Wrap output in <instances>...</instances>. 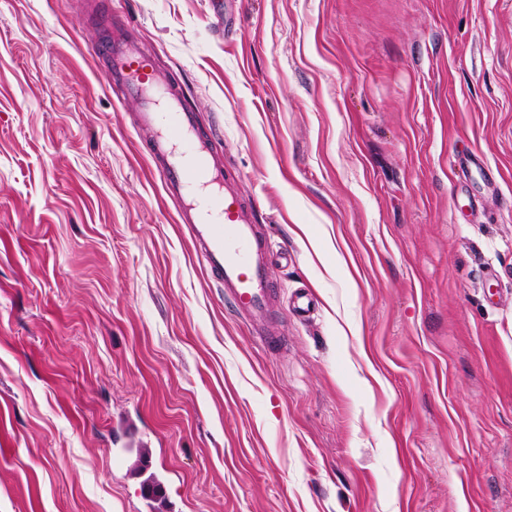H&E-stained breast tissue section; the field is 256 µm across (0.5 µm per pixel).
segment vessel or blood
I'll use <instances>...</instances> for the list:
<instances>
[{
  "instance_id": "vessel-or-blood-1",
  "label": "vessel or blood",
  "mask_w": 512,
  "mask_h": 512,
  "mask_svg": "<svg viewBox=\"0 0 512 512\" xmlns=\"http://www.w3.org/2000/svg\"><path fill=\"white\" fill-rule=\"evenodd\" d=\"M108 63L125 95L139 99L138 125L148 131V157L177 203V223L186 226L193 250L210 276L224 287L240 316L267 349L282 343L272 318L275 293L267 279L272 245L253 212L224 182L213 162L210 138L198 135L194 112L175 95L153 59L134 46L109 41L95 52Z\"/></svg>"
}]
</instances>
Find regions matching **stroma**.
<instances>
[{
	"mask_svg": "<svg viewBox=\"0 0 512 512\" xmlns=\"http://www.w3.org/2000/svg\"><path fill=\"white\" fill-rule=\"evenodd\" d=\"M115 23L269 236L280 350ZM0 512H512V0H0ZM94 55L108 63L126 96L140 100L138 126L149 132V160L164 192L177 202L175 222L185 224L196 256L264 346L278 349L282 339L272 323L276 295L266 273L271 242L257 230L252 210L224 183L211 139L196 133L195 112L166 91L153 59L134 46L109 41Z\"/></svg>",
	"mask_w": 512,
	"mask_h": 512,
	"instance_id": "1",
	"label": "stroma"
}]
</instances>
